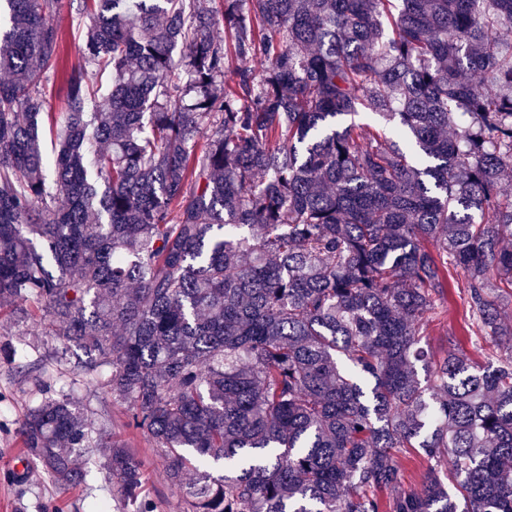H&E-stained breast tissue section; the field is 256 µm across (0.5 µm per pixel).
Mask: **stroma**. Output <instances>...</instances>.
Segmentation results:
<instances>
[{
    "label": "stroma",
    "instance_id": "stroma-1",
    "mask_svg": "<svg viewBox=\"0 0 512 512\" xmlns=\"http://www.w3.org/2000/svg\"><path fill=\"white\" fill-rule=\"evenodd\" d=\"M90 24L89 17L77 15L70 0H60L57 25L62 36L63 57L67 64L78 63L82 54L81 33ZM465 278L461 270L449 268L447 297L437 300L426 316L424 339L436 355H443L449 337L462 340L475 365L496 360L504 343L482 336L471 313ZM11 341L17 351L15 363L0 361V471L11 469L22 460L18 427L27 410L41 400L31 367L44 365L54 383L71 393L89 417L111 429L142 461L147 491L156 504V512H178L180 492L171 486L163 461L144 433L130 426L123 406L110 395L74 380L67 365L56 364L48 353L55 345L53 337L14 333ZM102 454L91 460L86 481L70 490L57 487L34 465H27L23 476L11 481L0 480V512H94L98 502L107 503L109 512H133L118 495L116 481L109 477Z\"/></svg>",
    "mask_w": 512,
    "mask_h": 512
}]
</instances>
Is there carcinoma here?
I'll use <instances>...</instances> for the list:
<instances>
[{"label": "carcinoma", "instance_id": "cac0c4a2", "mask_svg": "<svg viewBox=\"0 0 512 512\" xmlns=\"http://www.w3.org/2000/svg\"><path fill=\"white\" fill-rule=\"evenodd\" d=\"M72 2L105 97L60 66L57 0H0L14 323H48L58 364L85 351L76 375L147 434L179 512H512V350L475 372L421 332L452 265L478 330L512 340L489 296L512 287V0ZM37 381L26 456L70 489L106 448L155 512L131 450ZM395 459L403 471L406 487L420 491L428 482V468L415 448H400Z\"/></svg>", "mask_w": 512, "mask_h": 512}]
</instances>
